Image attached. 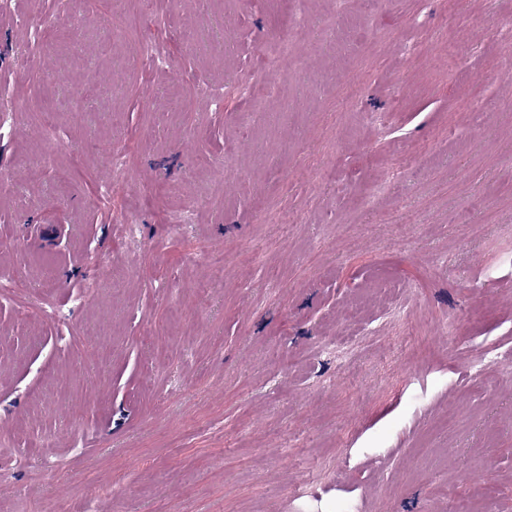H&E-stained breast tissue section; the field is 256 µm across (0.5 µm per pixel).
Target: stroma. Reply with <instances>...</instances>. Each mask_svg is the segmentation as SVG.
<instances>
[{
  "label": "stroma",
  "instance_id": "35a3bbf8",
  "mask_svg": "<svg viewBox=\"0 0 512 512\" xmlns=\"http://www.w3.org/2000/svg\"><path fill=\"white\" fill-rule=\"evenodd\" d=\"M511 21L0 9V512H512Z\"/></svg>",
  "mask_w": 512,
  "mask_h": 512
}]
</instances>
